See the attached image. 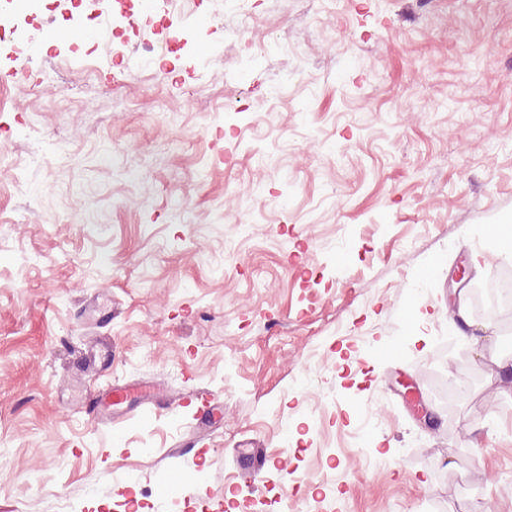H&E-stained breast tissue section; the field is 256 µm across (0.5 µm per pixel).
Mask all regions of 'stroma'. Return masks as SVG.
I'll use <instances>...</instances> for the list:
<instances>
[{"label": "stroma", "mask_w": 512, "mask_h": 512, "mask_svg": "<svg viewBox=\"0 0 512 512\" xmlns=\"http://www.w3.org/2000/svg\"><path fill=\"white\" fill-rule=\"evenodd\" d=\"M249 8L243 34L193 0L204 38L166 60L145 48L179 25L134 11L92 74L54 6L0 55V512H183L201 485L282 512L298 483L295 512H512V334L470 296L448 311L455 266L473 289L512 270V0ZM96 332L102 382L212 391L209 438L66 410Z\"/></svg>", "instance_id": "obj_1"}]
</instances>
